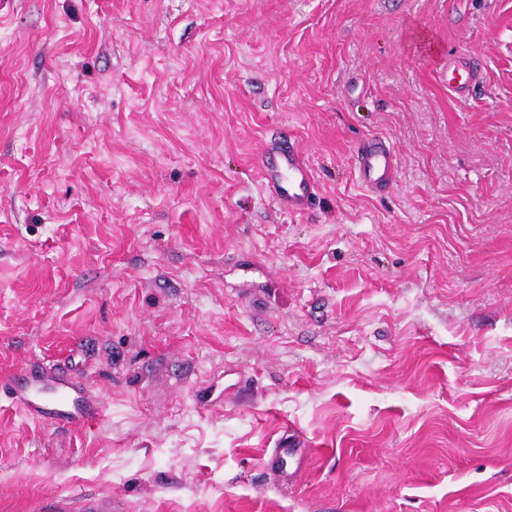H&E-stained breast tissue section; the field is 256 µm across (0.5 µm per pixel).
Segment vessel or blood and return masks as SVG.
Returning <instances> with one entry per match:
<instances>
[{
  "instance_id": "b4317fda",
  "label": "vessel or blood",
  "mask_w": 512,
  "mask_h": 512,
  "mask_svg": "<svg viewBox=\"0 0 512 512\" xmlns=\"http://www.w3.org/2000/svg\"><path fill=\"white\" fill-rule=\"evenodd\" d=\"M480 82V67L465 53L448 57V94L463 100ZM394 156L385 142L371 139L358 151L360 182L370 188L386 186L393 171ZM266 190L278 206L288 212L303 213L316 191L312 168L293 147L283 146L262 155L258 161ZM13 406L25 415L58 424H83L100 419L104 405L94 391L62 376L36 370L11 376L8 380Z\"/></svg>"
}]
</instances>
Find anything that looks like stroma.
<instances>
[{
    "mask_svg": "<svg viewBox=\"0 0 512 512\" xmlns=\"http://www.w3.org/2000/svg\"><path fill=\"white\" fill-rule=\"evenodd\" d=\"M1 30L0 380L105 415L0 391V512H512V0H0ZM480 67L464 52L448 56V95L467 99L474 93L480 82ZM394 156L385 142L370 139L358 151L360 182L370 188H382L390 181ZM258 165L264 186L278 206L289 213H303L316 191L315 175L309 164L288 145L262 155ZM8 385L13 406L33 419L83 425L104 414L103 403L90 387L60 375L31 370L11 376Z\"/></svg>",
    "mask_w": 512,
    "mask_h": 512,
    "instance_id": "35a3bbf8",
    "label": "stroma"
}]
</instances>
